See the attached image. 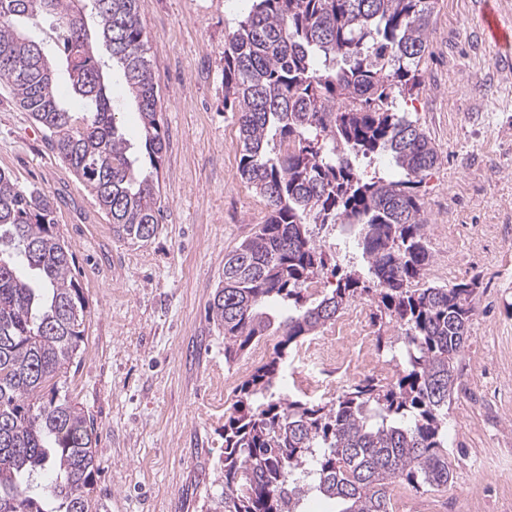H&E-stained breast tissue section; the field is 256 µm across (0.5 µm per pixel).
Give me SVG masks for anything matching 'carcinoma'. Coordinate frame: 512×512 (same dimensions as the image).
I'll use <instances>...</instances> for the list:
<instances>
[{
	"instance_id": "1",
	"label": "carcinoma",
	"mask_w": 512,
	"mask_h": 512,
	"mask_svg": "<svg viewBox=\"0 0 512 512\" xmlns=\"http://www.w3.org/2000/svg\"><path fill=\"white\" fill-rule=\"evenodd\" d=\"M139 0H0V83L47 132L117 236H155L165 141ZM435 0H254L224 44V111L236 118L241 179L268 210L224 256L209 316L224 360L277 335L268 358L224 411L222 490L206 512H300L303 498L339 512H392L391 487L434 491L452 478L448 408L476 312V283L422 281L432 261L418 187L438 163L418 121L394 111L422 85ZM90 10L89 32L81 18ZM55 17L54 51L25 24ZM110 45L136 103L142 146L116 125L98 45ZM82 101L71 111L59 92ZM392 157L400 177H364ZM56 198L0 170V512H97L93 417L65 390L84 341L85 297L56 224ZM311 224H355L367 272L331 271L335 287L306 304L326 253ZM404 330L392 380L367 379L332 401L285 399L275 386L290 351L354 298ZM49 473L47 484L37 476Z\"/></svg>"
}]
</instances>
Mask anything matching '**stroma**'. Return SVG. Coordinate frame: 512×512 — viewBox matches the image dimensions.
<instances>
[{"label": "stroma", "mask_w": 512, "mask_h": 512, "mask_svg": "<svg viewBox=\"0 0 512 512\" xmlns=\"http://www.w3.org/2000/svg\"><path fill=\"white\" fill-rule=\"evenodd\" d=\"M479 9L436 0L423 84L398 102L439 155L419 189L432 253L424 280H476L478 303L448 410L453 478L432 492L394 485L392 512H512V69L478 30ZM139 11L166 139L155 236L114 235L1 85L0 169L57 197L87 303L67 388L97 427L101 512H202L220 488L224 411L242 379L208 304L225 254L267 212L240 178L224 109V41L245 13L236 0H140Z\"/></svg>", "instance_id": "stroma-1"}]
</instances>
